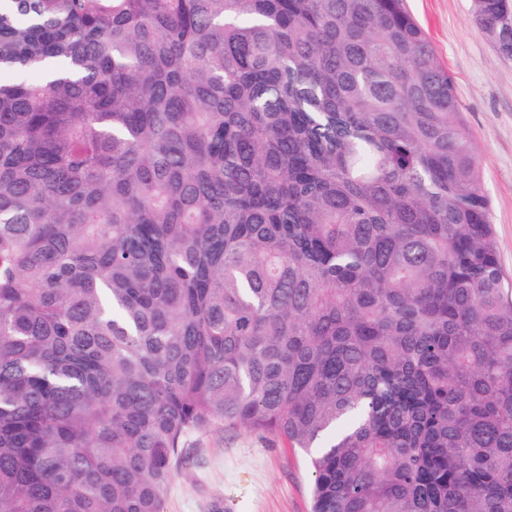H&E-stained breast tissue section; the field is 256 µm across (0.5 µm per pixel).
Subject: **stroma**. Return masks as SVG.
Masks as SVG:
<instances>
[{"label": "stroma", "mask_w": 512, "mask_h": 512, "mask_svg": "<svg viewBox=\"0 0 512 512\" xmlns=\"http://www.w3.org/2000/svg\"><path fill=\"white\" fill-rule=\"evenodd\" d=\"M472 0H408L452 76L481 157L500 263L512 276V59L476 25ZM191 462L172 482L163 512H311L300 451L244 428L188 439Z\"/></svg>", "instance_id": "obj_1"}]
</instances>
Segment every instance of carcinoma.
Here are the masks:
<instances>
[{
    "mask_svg": "<svg viewBox=\"0 0 512 512\" xmlns=\"http://www.w3.org/2000/svg\"><path fill=\"white\" fill-rule=\"evenodd\" d=\"M481 180L406 0H0V512H161L216 427L311 512H512Z\"/></svg>",
    "mask_w": 512,
    "mask_h": 512,
    "instance_id": "cac0c4a2",
    "label": "carcinoma"
}]
</instances>
